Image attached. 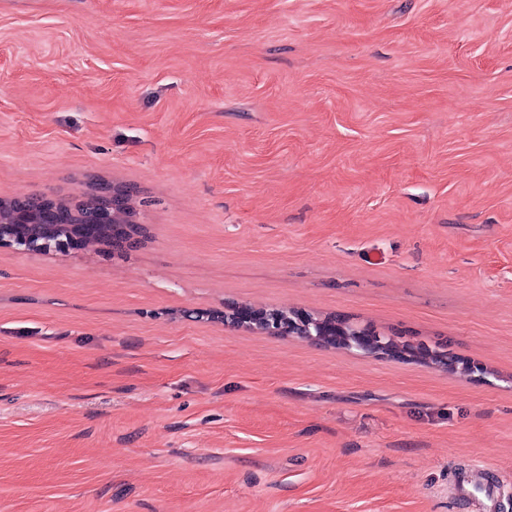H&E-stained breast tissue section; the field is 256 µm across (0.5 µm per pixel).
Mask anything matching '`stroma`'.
I'll use <instances>...</instances> for the list:
<instances>
[{
    "mask_svg": "<svg viewBox=\"0 0 512 512\" xmlns=\"http://www.w3.org/2000/svg\"><path fill=\"white\" fill-rule=\"evenodd\" d=\"M94 178L140 247L0 246V512H512V0H0V199ZM302 320L305 324H300L301 327L305 330V336H309L312 340L317 339L318 336H336L339 341H345L351 336V339L348 341V348L355 350H364L368 344L371 335L376 334V331L367 326H352L349 330L343 326L336 327V324L330 327L329 329H325L320 326V332L313 336L307 330L309 329V325L312 323L309 321L304 315L302 316ZM375 350L385 353L386 355L391 353H406L412 359H417L423 363L436 365L442 364L443 366L448 367V372L450 373L469 375L470 372V368L468 366H463L459 360L450 356L449 353L444 354V352L429 351L426 348L414 347L410 344H400L388 336H375L374 344L367 351L376 353Z\"/></svg>",
    "mask_w": 512,
    "mask_h": 512,
    "instance_id": "1",
    "label": "stroma"
}]
</instances>
